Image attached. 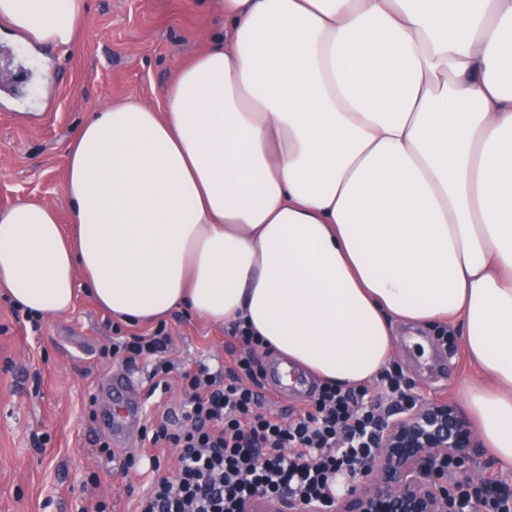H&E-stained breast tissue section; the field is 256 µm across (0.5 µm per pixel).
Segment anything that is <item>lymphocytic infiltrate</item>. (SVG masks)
Listing matches in <instances>:
<instances>
[{
	"mask_svg": "<svg viewBox=\"0 0 512 512\" xmlns=\"http://www.w3.org/2000/svg\"><path fill=\"white\" fill-rule=\"evenodd\" d=\"M227 334L241 347L228 366L180 367L167 356L173 338L162 328L149 336H118L102 347V355L121 357L128 366L148 362L156 387L169 390L177 378L186 392L180 424L164 418L142 434L144 447L167 444L179 457L172 474L153 463L135 512H237L241 501L259 493L332 500L337 475L359 477L374 456L384 404L412 407L420 400L391 363L376 388L325 383L281 418L261 391L265 371L255 356L261 339L240 320Z\"/></svg>",
	"mask_w": 512,
	"mask_h": 512,
	"instance_id": "f902f5d3",
	"label": "lymphocytic infiltrate"
}]
</instances>
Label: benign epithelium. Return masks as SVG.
<instances>
[{
    "label": "benign epithelium",
    "mask_w": 512,
    "mask_h": 512,
    "mask_svg": "<svg viewBox=\"0 0 512 512\" xmlns=\"http://www.w3.org/2000/svg\"><path fill=\"white\" fill-rule=\"evenodd\" d=\"M379 451L366 466L349 495L323 507L255 496L240 512H455L441 488V462L450 460L467 476L473 466L471 451L476 433L451 403L421 401L386 421Z\"/></svg>",
    "instance_id": "1"
}]
</instances>
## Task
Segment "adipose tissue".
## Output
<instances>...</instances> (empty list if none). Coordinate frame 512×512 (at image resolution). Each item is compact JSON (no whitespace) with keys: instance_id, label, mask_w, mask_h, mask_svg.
I'll return each mask as SVG.
<instances>
[{"instance_id":"1","label":"adipose tissue","mask_w":512,"mask_h":512,"mask_svg":"<svg viewBox=\"0 0 512 512\" xmlns=\"http://www.w3.org/2000/svg\"><path fill=\"white\" fill-rule=\"evenodd\" d=\"M222 37L163 112H91L66 150L78 231L0 209V294L109 314L244 319L287 366L345 388L398 325L458 322L490 386L463 392L512 464V0H218ZM86 0H0L30 44L69 45Z\"/></svg>"}]
</instances>
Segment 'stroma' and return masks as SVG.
<instances>
[{"label": "stroma", "instance_id": "35a3bbf8", "mask_svg": "<svg viewBox=\"0 0 512 512\" xmlns=\"http://www.w3.org/2000/svg\"><path fill=\"white\" fill-rule=\"evenodd\" d=\"M217 13L216 0H87L75 41L39 60L0 20V49L32 73L21 96L0 95V207L47 204L72 231L63 187L68 143L105 104L134 99L162 111L163 87L207 46ZM164 324L180 366L228 359L223 326L185 310ZM153 330L118 325L82 286L70 312L35 326L0 296V512H95L101 503L107 512H133L152 465L136 434L115 456L100 450L104 387L118 368L100 348L115 333ZM450 333L448 347L433 329L398 327L392 357L424 398L460 408L463 387L486 379L467 357L462 327L451 325Z\"/></svg>", "mask_w": 512, "mask_h": 512}]
</instances>
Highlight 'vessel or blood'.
I'll return each instance as SVG.
<instances>
[{"label":"vessel or blood","instance_id":"vessel-or-blood-1","mask_svg":"<svg viewBox=\"0 0 512 512\" xmlns=\"http://www.w3.org/2000/svg\"><path fill=\"white\" fill-rule=\"evenodd\" d=\"M298 380L284 381L283 370L271 368L263 385V391L276 396L284 395L289 388L298 387ZM111 404L100 415V428L111 435L116 446H124L135 425L140 424L146 410L147 399L141 385L122 371H113L110 379Z\"/></svg>","mask_w":512,"mask_h":512}]
</instances>
